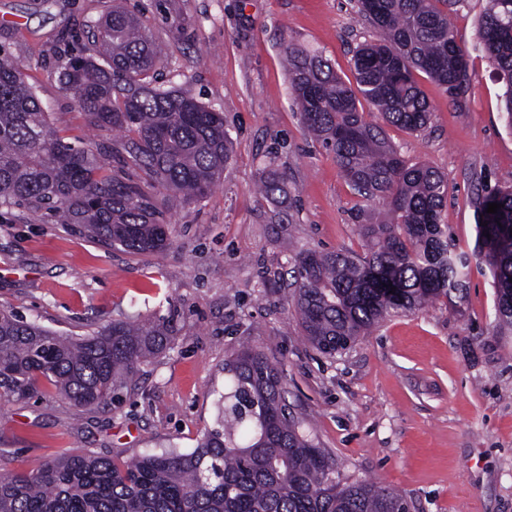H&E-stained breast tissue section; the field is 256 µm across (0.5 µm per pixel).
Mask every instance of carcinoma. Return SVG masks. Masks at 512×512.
Masks as SVG:
<instances>
[{"label": "carcinoma", "instance_id": "1", "mask_svg": "<svg viewBox=\"0 0 512 512\" xmlns=\"http://www.w3.org/2000/svg\"><path fill=\"white\" fill-rule=\"evenodd\" d=\"M446 5L360 0L361 14L382 39L356 51L354 87L323 56L284 47L306 128L333 153L354 191L388 206L383 220L363 225L364 253L296 255L299 324L322 354L348 349L392 314L463 301L472 257L491 275L497 321L512 325V240L504 239L512 232V189L478 196L475 246L456 253L441 223L444 176L406 164L383 127L363 115L365 101L387 125L426 127L431 107L418 72L464 91L467 52L454 37ZM91 37L95 58L81 51L60 58V90L98 131L123 133L112 146L123 169L107 173L91 149L58 137L25 67L0 47V209L76 224L134 255L160 253L170 243L166 207L201 203L223 178L232 152L224 115L158 85L163 53L119 0ZM478 38L503 83V120L512 129V0H490ZM137 172L145 178H133ZM158 185L167 196H158ZM260 190L284 198L288 179L268 169ZM490 203L502 208L489 214ZM174 331L170 320L120 318L70 339L1 308L0 402L28 400L45 380L76 406L104 403L170 349ZM224 371L222 426L193 451L123 461L79 451L29 472L0 474V512H406L399 492L336 477L335 461L299 432L279 372L262 351L232 352Z\"/></svg>", "mask_w": 512, "mask_h": 512}]
</instances>
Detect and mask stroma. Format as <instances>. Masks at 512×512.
Segmentation results:
<instances>
[{
    "label": "stroma",
    "mask_w": 512,
    "mask_h": 512,
    "mask_svg": "<svg viewBox=\"0 0 512 512\" xmlns=\"http://www.w3.org/2000/svg\"><path fill=\"white\" fill-rule=\"evenodd\" d=\"M112 0H0V46L29 81L59 137L108 136L59 89L61 34L83 36ZM487 0H456L455 38L468 52L459 96L426 75L432 108L417 132L387 127L406 164L448 182L441 213L459 249L476 237L475 199L512 187V130L502 87L478 47ZM166 48L159 81L223 112L233 156L198 204L168 214L170 245L133 255L61 224L0 221V307L72 337L124 317L171 318V348L141 366L108 403L79 408L42 383L38 397L0 406V474L67 452L130 458L190 452L216 427L227 356L248 344L278 369L301 432L335 459L342 481L399 491L410 512H512V330L495 321L489 275L472 270L464 302L391 316L332 357L303 338L293 305L294 254L362 252L361 225L381 203L349 187L309 136L289 86L293 44L354 77L357 49L380 39L359 0H126ZM286 174L282 206L257 194L264 170Z\"/></svg>",
    "instance_id": "stroma-1"
}]
</instances>
